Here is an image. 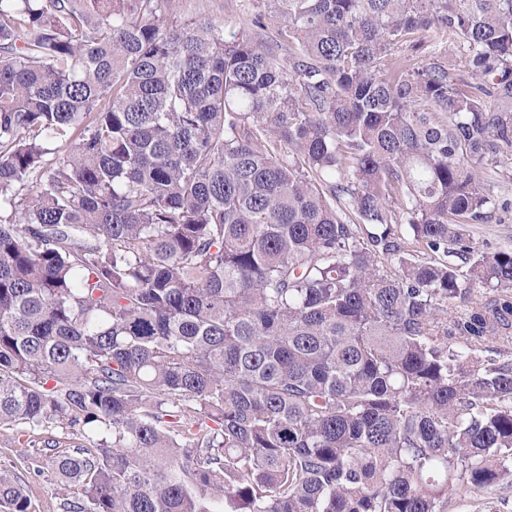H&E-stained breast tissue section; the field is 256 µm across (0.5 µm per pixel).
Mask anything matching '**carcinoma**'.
Listing matches in <instances>:
<instances>
[{"label":"carcinoma","mask_w":512,"mask_h":512,"mask_svg":"<svg viewBox=\"0 0 512 512\" xmlns=\"http://www.w3.org/2000/svg\"><path fill=\"white\" fill-rule=\"evenodd\" d=\"M266 2L287 73L173 0H0V428L67 430L63 512L512 486V246L466 230L512 158V0ZM426 34L470 80L410 64Z\"/></svg>","instance_id":"1"}]
</instances>
